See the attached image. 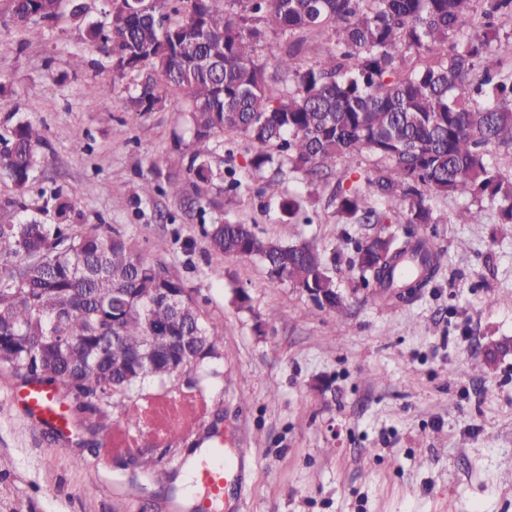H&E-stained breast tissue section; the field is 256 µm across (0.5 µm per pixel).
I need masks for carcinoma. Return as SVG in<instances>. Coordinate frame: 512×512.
Returning <instances> with one entry per match:
<instances>
[{"mask_svg": "<svg viewBox=\"0 0 512 512\" xmlns=\"http://www.w3.org/2000/svg\"><path fill=\"white\" fill-rule=\"evenodd\" d=\"M112 0L106 22L88 34L112 72L135 74L126 108L153 110L170 90L186 92V122L198 142L231 132L252 148L247 167L317 176L363 155L379 164L364 184L338 186L343 224H374L350 266L373 298L404 301L441 270L442 251L416 231L398 238L388 224H437L438 197L496 202L512 224V178L489 162L512 150V61L497 42L512 22V0ZM244 5L241 12L230 5ZM60 0H11L18 27L53 25ZM332 33L337 49L310 67L293 61L300 36ZM265 48L288 88L274 91ZM42 129L20 121L0 134V180L23 195L43 160ZM189 171L215 173L195 154ZM300 197H283L296 217ZM214 252L261 260L267 275L306 293L317 312L341 317L347 297L311 242L282 244L247 224L213 223ZM223 337L205 325L183 282L145 260L120 236L34 218L0 224V364L23 381L56 389L89 432L114 396L127 397L220 355ZM512 351L487 345L492 365Z\"/></svg>", "mask_w": 512, "mask_h": 512, "instance_id": "cac0c4a2", "label": "carcinoma"}]
</instances>
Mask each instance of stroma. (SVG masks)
Wrapping results in <instances>:
<instances>
[{"mask_svg":"<svg viewBox=\"0 0 512 512\" xmlns=\"http://www.w3.org/2000/svg\"><path fill=\"white\" fill-rule=\"evenodd\" d=\"M82 2L85 18L21 29L0 0V133L26 119L46 138L29 194L0 181V224L57 223L53 189L74 194L75 230L121 235L180 278L223 347L203 368L140 390L201 396L196 430L124 453L88 447L79 427L60 436L24 424L11 400L21 381L0 364V512H193L184 500L202 492L187 462L228 429L252 469L234 505L211 512H512V354L481 366L489 342L512 339V224L499 223L497 204L464 224L471 198L437 199L441 221L424 231L442 251L440 276L408 302L352 298L354 246L376 228L340 223L336 181L374 158L337 161L328 179L251 177L243 137L194 140L181 93L149 112L125 109L128 79L88 36L107 0ZM197 152L218 174L200 187L185 166ZM233 177L249 190L226 192ZM170 179L182 197L141 191ZM272 179L278 195L260 194ZM298 194L305 217H285L281 197ZM220 220L317 243L350 298L346 316L314 314L306 293L269 279L257 259L210 250L204 227Z\"/></svg>","mask_w":512,"mask_h":512,"instance_id":"35a3bbf8","label":"stroma"}]
</instances>
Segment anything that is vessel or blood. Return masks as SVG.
Wrapping results in <instances>:
<instances>
[{
    "mask_svg": "<svg viewBox=\"0 0 512 512\" xmlns=\"http://www.w3.org/2000/svg\"><path fill=\"white\" fill-rule=\"evenodd\" d=\"M33 422L47 424L59 432H67L71 418L65 402L53 388L28 382L17 388L12 396ZM204 413L203 406L184 398L159 397L148 401L136 426H116L109 444L116 450H131L146 443L168 445L177 436L194 430ZM245 471L243 460L227 463L220 444H213L211 451L196 464L194 480L200 486L208 502L223 501L229 487L242 479Z\"/></svg>",
    "mask_w": 512,
    "mask_h": 512,
    "instance_id": "vessel-or-blood-1",
    "label": "vessel or blood"
}]
</instances>
